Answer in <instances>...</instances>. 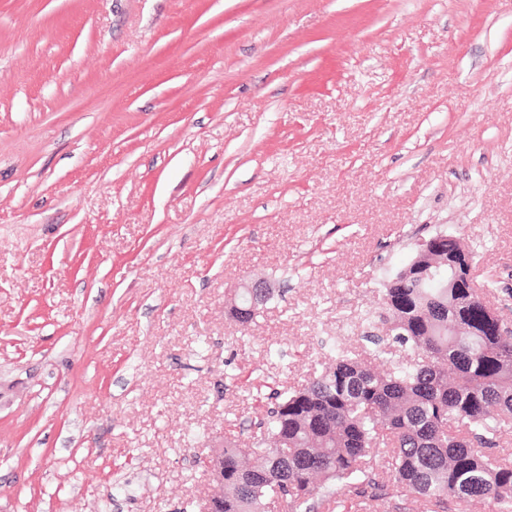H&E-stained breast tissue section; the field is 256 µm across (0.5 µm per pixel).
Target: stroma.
Wrapping results in <instances>:
<instances>
[{"instance_id": "35a3bbf8", "label": "stroma", "mask_w": 512, "mask_h": 512, "mask_svg": "<svg viewBox=\"0 0 512 512\" xmlns=\"http://www.w3.org/2000/svg\"><path fill=\"white\" fill-rule=\"evenodd\" d=\"M435 230L512 277V0H0V512L200 500ZM244 288L246 292L250 293L249 305L242 306L238 302L237 298H232L228 305V313L233 318H235L239 323L242 324H246L255 314L257 306H260V304L264 303L272 294V289L269 288L267 281L263 279H256L244 284L241 290H238L235 294L238 298L244 299L246 297V292ZM255 315L253 316V318L255 317Z\"/></svg>"}]
</instances>
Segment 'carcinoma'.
<instances>
[{
  "mask_svg": "<svg viewBox=\"0 0 512 512\" xmlns=\"http://www.w3.org/2000/svg\"><path fill=\"white\" fill-rule=\"evenodd\" d=\"M463 242L416 245L383 281L363 339L406 351L336 348L320 373L257 391L259 435L224 437V512H359L394 498L425 512H512V309L496 289L455 288Z\"/></svg>",
  "mask_w": 512,
  "mask_h": 512,
  "instance_id": "obj_1",
  "label": "carcinoma"
}]
</instances>
